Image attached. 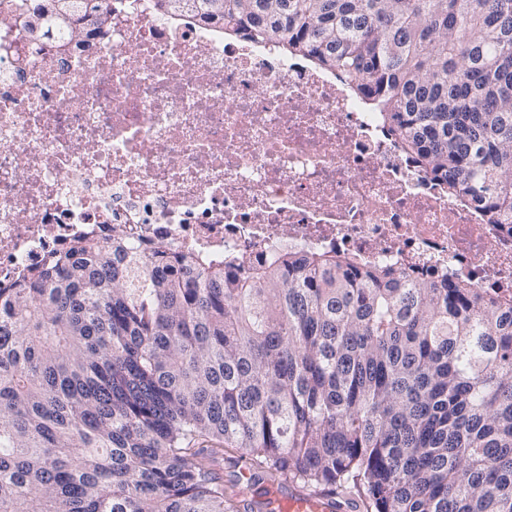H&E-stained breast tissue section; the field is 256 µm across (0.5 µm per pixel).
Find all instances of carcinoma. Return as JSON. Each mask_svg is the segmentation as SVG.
Returning a JSON list of instances; mask_svg holds the SVG:
<instances>
[{
  "instance_id": "obj_1",
  "label": "carcinoma",
  "mask_w": 512,
  "mask_h": 512,
  "mask_svg": "<svg viewBox=\"0 0 512 512\" xmlns=\"http://www.w3.org/2000/svg\"><path fill=\"white\" fill-rule=\"evenodd\" d=\"M334 72L512 224V0H159ZM366 512H512V305L115 227L0 285V512H253L218 467Z\"/></svg>"
}]
</instances>
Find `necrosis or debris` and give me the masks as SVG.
<instances>
[{"instance_id": "1", "label": "necrosis or debris", "mask_w": 512, "mask_h": 512, "mask_svg": "<svg viewBox=\"0 0 512 512\" xmlns=\"http://www.w3.org/2000/svg\"><path fill=\"white\" fill-rule=\"evenodd\" d=\"M0 0V283L73 238L336 252L512 302V225L449 196L334 75L113 0L72 39Z\"/></svg>"}]
</instances>
